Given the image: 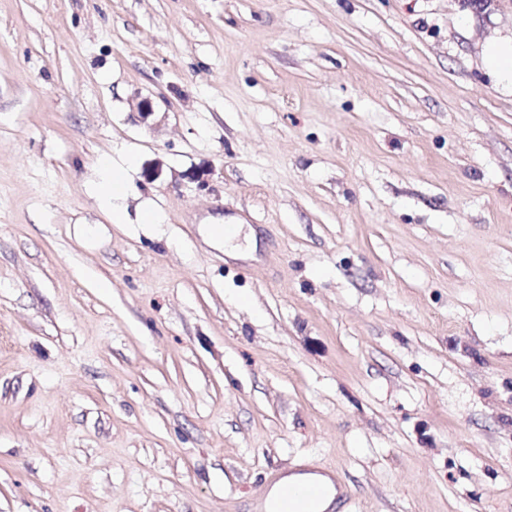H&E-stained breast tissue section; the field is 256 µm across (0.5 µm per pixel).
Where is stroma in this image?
<instances>
[{"mask_svg":"<svg viewBox=\"0 0 512 512\" xmlns=\"http://www.w3.org/2000/svg\"><path fill=\"white\" fill-rule=\"evenodd\" d=\"M511 38L512 0H0V512L315 469L512 512ZM129 152L163 223L92 191ZM485 62L512 88V41H493L485 48Z\"/></svg>","mask_w":512,"mask_h":512,"instance_id":"obj_1","label":"stroma"}]
</instances>
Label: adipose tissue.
<instances>
[{
    "instance_id": "ef3b65f1",
    "label": "adipose tissue",
    "mask_w": 512,
    "mask_h": 512,
    "mask_svg": "<svg viewBox=\"0 0 512 512\" xmlns=\"http://www.w3.org/2000/svg\"><path fill=\"white\" fill-rule=\"evenodd\" d=\"M134 164L135 157L131 154L125 155L118 163L106 158L99 163L96 189L112 223L124 224L128 221L124 199L127 195V174ZM296 488H313L317 495L310 500L289 498V491ZM337 495V489L327 476L294 472L282 477L269 489L265 507L267 512H332Z\"/></svg>"
}]
</instances>
